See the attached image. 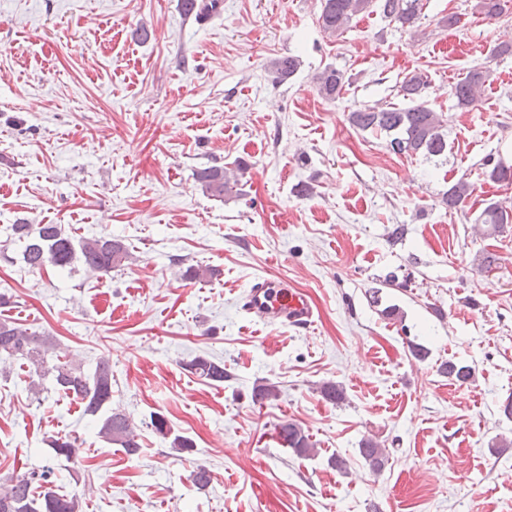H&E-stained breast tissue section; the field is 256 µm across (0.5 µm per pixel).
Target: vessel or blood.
I'll return each mask as SVG.
<instances>
[{"mask_svg":"<svg viewBox=\"0 0 512 512\" xmlns=\"http://www.w3.org/2000/svg\"><path fill=\"white\" fill-rule=\"evenodd\" d=\"M247 314L269 324H287L304 331L313 323V308L306 295L279 282L252 283L242 300Z\"/></svg>","mask_w":512,"mask_h":512,"instance_id":"b4317fda","label":"vessel or blood"}]
</instances>
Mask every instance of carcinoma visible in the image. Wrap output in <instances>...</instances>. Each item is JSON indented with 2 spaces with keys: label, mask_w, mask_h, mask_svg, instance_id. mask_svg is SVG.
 <instances>
[{
  "label": "carcinoma",
  "mask_w": 512,
  "mask_h": 512,
  "mask_svg": "<svg viewBox=\"0 0 512 512\" xmlns=\"http://www.w3.org/2000/svg\"><path fill=\"white\" fill-rule=\"evenodd\" d=\"M385 18L410 27L420 11V0H379ZM372 0H323L319 26L330 36L341 35L356 15L366 11ZM223 0H181L182 12L186 15L218 14ZM299 66L295 56H283L270 64L274 81L281 83L292 77ZM486 74L472 70L451 86L450 96L460 108H469L481 95ZM319 93L327 100L339 98L345 84L344 73L327 67L316 77ZM428 88L425 75L415 72L406 75L400 92L408 101L404 107L373 106L357 108L349 112L350 124L362 132L382 137L386 146L396 155L439 157L448 149L444 121L424 100ZM195 181L208 195L224 198L233 192L238 179L230 175V169L208 166L194 173ZM473 189L465 180H459L443 194L442 201L450 211H458L471 196ZM512 222V210L500 203H489L477 216L476 223L496 233ZM14 238L22 244V262L31 272H39L51 265L65 269L81 259L85 271L102 276L112 272L129 257L128 247L119 239L89 238L75 240L59 224H13ZM52 342L49 337L39 335L31 328L11 320H0V359L26 360L34 372L52 376L55 387L81 400L85 412L98 417V435L110 444L118 445L132 453L140 448L139 433L133 420L124 413L112 410V367L105 358L97 361L94 370L86 373L71 362L57 356L48 359ZM189 368L199 376L214 381H224V367L197 357ZM440 372L451 381L465 384L473 377V369L463 363L448 361L441 365ZM150 425L155 434L169 441L170 448L185 452L194 447L193 441L183 435H174L167 421L160 415L151 418ZM279 436L284 444L300 457L315 454V445L309 436L295 423L278 425ZM58 456L79 462L77 440L60 437L53 443ZM359 455L370 468L382 472L389 460L385 449L371 438L362 440ZM78 495L61 494L55 484L53 469L46 467L19 477L10 478L0 485V512H78Z\"/></svg>",
  "instance_id": "1"
}]
</instances>
